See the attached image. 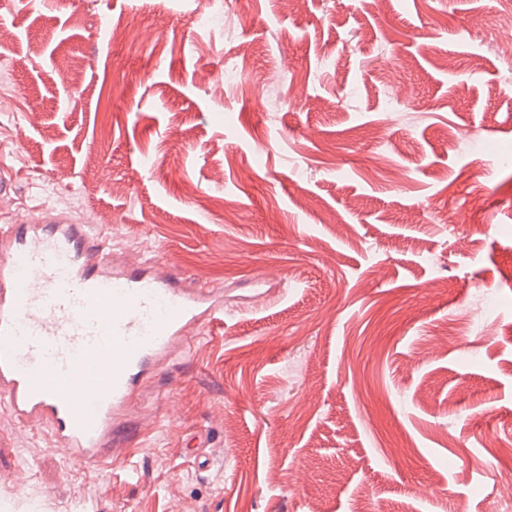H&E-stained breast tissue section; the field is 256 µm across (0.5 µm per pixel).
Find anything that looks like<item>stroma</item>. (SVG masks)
Segmentation results:
<instances>
[{"label":"stroma","mask_w":512,"mask_h":512,"mask_svg":"<svg viewBox=\"0 0 512 512\" xmlns=\"http://www.w3.org/2000/svg\"><path fill=\"white\" fill-rule=\"evenodd\" d=\"M508 8L0 0V224L233 294L142 391L132 478L0 412V512H512Z\"/></svg>","instance_id":"35a3bbf8"}]
</instances>
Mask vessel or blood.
<instances>
[{"label":"vessel or blood","instance_id":"vessel-or-blood-1","mask_svg":"<svg viewBox=\"0 0 512 512\" xmlns=\"http://www.w3.org/2000/svg\"><path fill=\"white\" fill-rule=\"evenodd\" d=\"M223 319L221 292L114 264L111 235L68 215L0 225V412L75 461L120 466L136 395Z\"/></svg>","mask_w":512,"mask_h":512}]
</instances>
